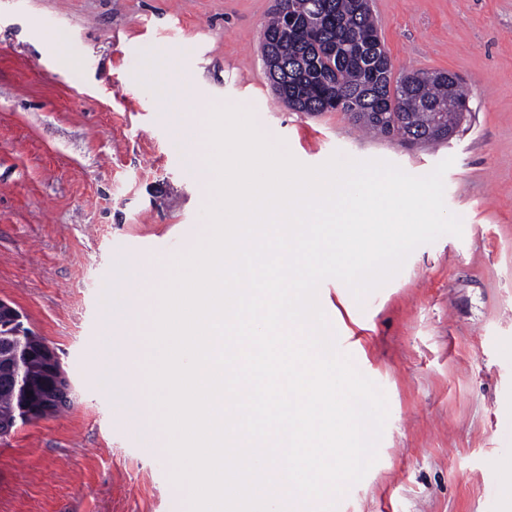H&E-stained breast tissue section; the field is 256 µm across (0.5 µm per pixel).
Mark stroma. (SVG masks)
<instances>
[{
    "instance_id": "stroma-1",
    "label": "stroma",
    "mask_w": 512,
    "mask_h": 512,
    "mask_svg": "<svg viewBox=\"0 0 512 512\" xmlns=\"http://www.w3.org/2000/svg\"><path fill=\"white\" fill-rule=\"evenodd\" d=\"M274 0H0V299L77 392L0 439V512H189L170 453L144 447L93 368L116 262L182 253L206 224L184 128L250 111L300 163L333 154L423 176L442 160L461 236L418 246L356 300H317L381 389L378 459L335 512H512V0H371L394 76L455 74L469 112L436 147L373 140L343 112L275 97Z\"/></svg>"
}]
</instances>
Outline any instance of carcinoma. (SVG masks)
<instances>
[{"label": "carcinoma", "mask_w": 512, "mask_h": 512, "mask_svg": "<svg viewBox=\"0 0 512 512\" xmlns=\"http://www.w3.org/2000/svg\"><path fill=\"white\" fill-rule=\"evenodd\" d=\"M287 13L274 9L261 46L262 55L278 62L268 76L277 99L294 112L318 115L341 111L380 139L399 136L414 144L444 143L440 131L460 126L468 111L466 94L448 109L456 76L449 72L411 71L393 79L369 0H283ZM315 32L306 36L301 27ZM29 329L0 321V348L5 351L40 342ZM41 362L25 357L20 383L0 384V423L28 421L27 393L39 390Z\"/></svg>", "instance_id": "carcinoma-1"}]
</instances>
